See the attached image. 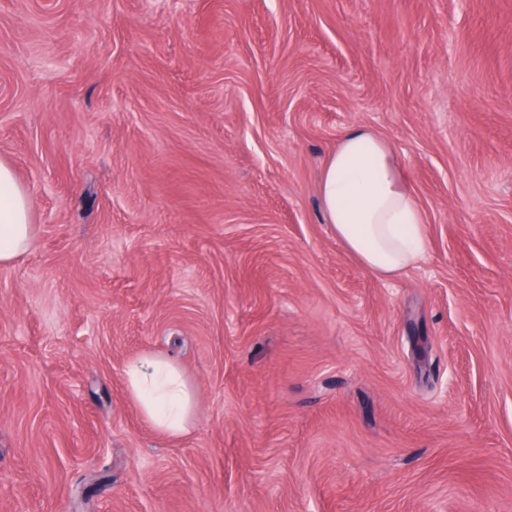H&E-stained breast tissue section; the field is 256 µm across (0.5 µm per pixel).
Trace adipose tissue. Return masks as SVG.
I'll use <instances>...</instances> for the list:
<instances>
[{"label": "adipose tissue", "instance_id": "adipose-tissue-1", "mask_svg": "<svg viewBox=\"0 0 512 512\" xmlns=\"http://www.w3.org/2000/svg\"><path fill=\"white\" fill-rule=\"evenodd\" d=\"M318 197L337 241L375 276H399L424 258L426 212L393 146L377 132L353 126L341 135L321 168ZM30 215L26 190L0 161L1 267L28 250ZM126 385L154 429L168 437L187 431L194 395L173 361L144 355L127 368Z\"/></svg>", "mask_w": 512, "mask_h": 512}]
</instances>
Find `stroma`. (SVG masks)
<instances>
[{"label": "stroma", "instance_id": "1", "mask_svg": "<svg viewBox=\"0 0 512 512\" xmlns=\"http://www.w3.org/2000/svg\"><path fill=\"white\" fill-rule=\"evenodd\" d=\"M354 125L426 211L395 278L322 217ZM1 159L0 512H512V0H0ZM31 203L13 169L0 161V266L12 265L29 248L33 235ZM125 374L131 396L154 429L168 437L187 431L194 395L173 361L147 354Z\"/></svg>", "mask_w": 512, "mask_h": 512}]
</instances>
